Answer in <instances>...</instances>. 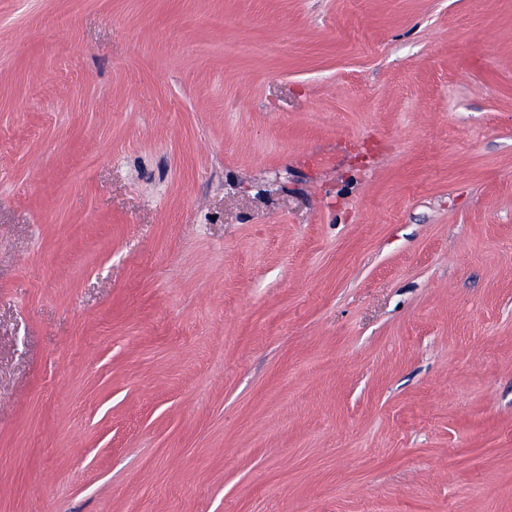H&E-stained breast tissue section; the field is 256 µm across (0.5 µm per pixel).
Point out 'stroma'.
I'll return each instance as SVG.
<instances>
[{"label": "stroma", "instance_id": "stroma-1", "mask_svg": "<svg viewBox=\"0 0 512 512\" xmlns=\"http://www.w3.org/2000/svg\"><path fill=\"white\" fill-rule=\"evenodd\" d=\"M0 512H512V0H0Z\"/></svg>", "mask_w": 512, "mask_h": 512}]
</instances>
